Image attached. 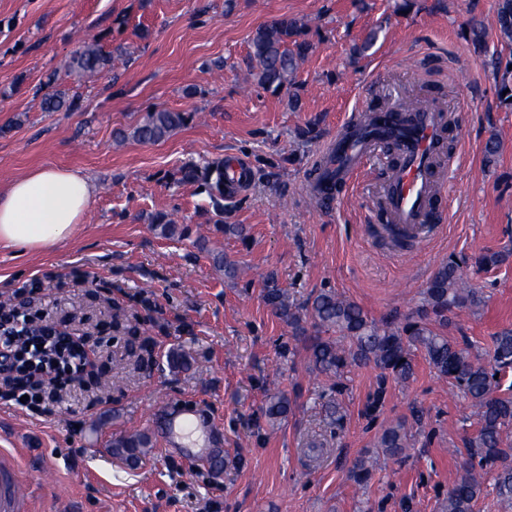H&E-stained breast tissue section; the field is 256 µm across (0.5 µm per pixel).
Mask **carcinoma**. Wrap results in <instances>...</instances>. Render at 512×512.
I'll return each instance as SVG.
<instances>
[{
  "instance_id": "obj_1",
  "label": "carcinoma",
  "mask_w": 512,
  "mask_h": 512,
  "mask_svg": "<svg viewBox=\"0 0 512 512\" xmlns=\"http://www.w3.org/2000/svg\"><path fill=\"white\" fill-rule=\"evenodd\" d=\"M496 28L500 38L512 41V0H497ZM308 24L283 16L256 29L250 39L249 59L255 79L261 88L277 93L293 84L299 63L311 50ZM503 100L512 105V58L497 61ZM72 72L109 73L112 55L95 43L79 47L69 62ZM42 107L46 112L73 110L74 99L59 89L45 92ZM184 112L151 110L130 133L140 142H158L185 125ZM119 133V137L128 135ZM182 182H202L210 195L224 196V163L186 164L180 169ZM155 230L164 238H173L183 229L166 215L156 217ZM512 249L484 250L474 257L475 272L488 271L509 262ZM213 263L230 280L238 278V264L224 253L213 255ZM467 261L450 256L438 268L423 291V299L411 316L402 321L377 324L356 302L332 290H323L308 303L305 311L288 303V294L274 278L267 280L264 300L272 311L285 319L293 337L305 343L308 370L327 378L335 377L349 367H370L377 372L378 387L368 405L374 414L382 406L385 385L392 378L401 383L414 376V353L424 354L440 378L457 387L476 410L478 429L466 442L469 459L464 463L448 496L440 504V512H473L475 502L486 492L485 477L493 474V491L498 501L512 504V391L502 390V379L496 374L512 370V328H504L493 337L485 357L471 355L445 334L449 314L456 309L477 310L483 294L463 274ZM311 317L314 335H308L305 317ZM290 399L282 391L267 396L265 416L278 422L288 415ZM413 434L404 421H393L382 427L374 447L386 456L398 458L410 447ZM151 447L146 434L121 437L112 441L117 455L136 458ZM373 461L362 455L347 470V478L359 486L372 476Z\"/></svg>"
}]
</instances>
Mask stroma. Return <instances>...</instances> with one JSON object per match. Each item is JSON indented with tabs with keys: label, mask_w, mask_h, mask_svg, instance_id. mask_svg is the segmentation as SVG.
Instances as JSON below:
<instances>
[{
	"label": "stroma",
	"mask_w": 512,
	"mask_h": 512,
	"mask_svg": "<svg viewBox=\"0 0 512 512\" xmlns=\"http://www.w3.org/2000/svg\"><path fill=\"white\" fill-rule=\"evenodd\" d=\"M0 0V185L42 166L72 169L96 187L90 209L65 244L42 250L0 247V300L44 280L40 309L91 333L107 331L112 360L82 402L49 415L0 405V448L42 478L35 512H439L477 430L468 400L415 354L409 383L388 380L377 417L364 408L376 373L352 367L340 377L307 369L302 342L263 300L274 275L288 300L307 304L323 290L358 303L376 322L409 316L448 256L512 248V105L503 103L493 56H512L496 29L497 0ZM282 15L305 19L313 45L293 86L273 94L248 72L255 30ZM486 28L487 52L468 38ZM378 40L353 55L370 31ZM97 41L110 73L75 76L74 50ZM78 101L46 112L45 83ZM299 94L301 106L289 99ZM435 101L449 113L446 151L456 159L442 201L438 237L401 251L374 232L378 194L388 174L373 164L325 205L307 183L317 157L343 122L396 102ZM190 114L156 143L117 141L149 110ZM500 150L487 162L485 145ZM245 161L248 186L215 206L202 183H182L185 164ZM167 213L186 229L165 239L151 220ZM241 224L246 239L224 234ZM221 251L243 267L218 271ZM478 311L450 316L448 336L475 354L512 327V263L473 275ZM193 357L173 371L166 355ZM285 391L281 422L264 414L267 395ZM339 403L341 418L325 408ZM196 405L217 426L215 462L192 464L154 437V412ZM402 419L414 440L404 457L373 442ZM146 433L153 448L130 465L113 438ZM318 441L328 453L308 458ZM375 458L366 486L349 481L357 457Z\"/></svg>",
	"instance_id": "stroma-1"
}]
</instances>
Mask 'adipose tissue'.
I'll use <instances>...</instances> for the list:
<instances>
[{
    "instance_id": "obj_1",
    "label": "adipose tissue",
    "mask_w": 512,
    "mask_h": 512,
    "mask_svg": "<svg viewBox=\"0 0 512 512\" xmlns=\"http://www.w3.org/2000/svg\"><path fill=\"white\" fill-rule=\"evenodd\" d=\"M91 200L87 176L54 166L33 170L0 187V244L37 249L66 241Z\"/></svg>"
}]
</instances>
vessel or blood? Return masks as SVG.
<instances>
[{"instance_id": "1", "label": "vessel or blood", "mask_w": 512, "mask_h": 512, "mask_svg": "<svg viewBox=\"0 0 512 512\" xmlns=\"http://www.w3.org/2000/svg\"><path fill=\"white\" fill-rule=\"evenodd\" d=\"M346 133L337 137L324 153L327 180L349 183L364 170L369 159L377 157L384 140H394L400 162L392 168L381 200L383 215L391 232L406 240L423 241L439 235L443 229L440 197L447 178L437 160V144L446 130V116L429 102L410 111L400 106L367 113L363 119L348 123ZM252 172L244 162L224 164L228 189L250 182ZM165 442L199 456L215 455L210 445L213 422L195 410L166 406L161 410ZM33 483L22 472L12 452L0 448V512H31Z\"/></svg>"}]
</instances>
